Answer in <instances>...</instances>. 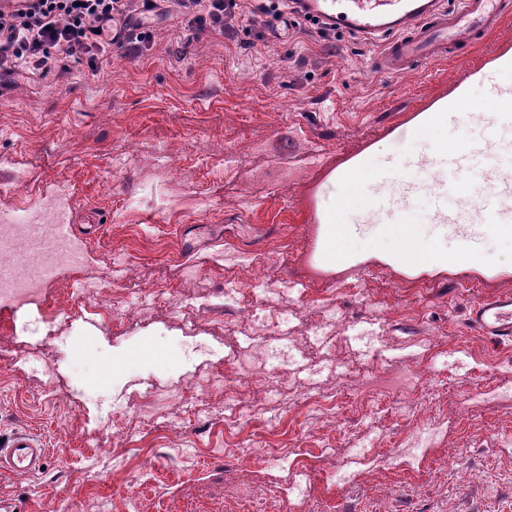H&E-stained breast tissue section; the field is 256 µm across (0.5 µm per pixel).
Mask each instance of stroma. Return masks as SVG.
<instances>
[{
	"label": "stroma",
	"mask_w": 512,
	"mask_h": 512,
	"mask_svg": "<svg viewBox=\"0 0 512 512\" xmlns=\"http://www.w3.org/2000/svg\"><path fill=\"white\" fill-rule=\"evenodd\" d=\"M266 0H237L224 33L188 32L175 11L132 15L151 36L135 52L112 49L94 64L61 60L47 75L9 76L0 98V216L35 213L58 184L74 186L70 222L88 242L83 277L105 285L102 296L70 306L53 289L54 318L19 315L13 342H0V438L28 429L48 454L31 474L0 472V498L21 512H512V342L474 331L477 301L512 293V239L482 234L464 265L454 253L471 201L449 188L461 151L475 168L493 162L484 192L512 187V18L467 54L394 73L379 65L382 43L315 28L295 29ZM464 98L469 115L444 119L441 107ZM359 173L345 192L341 181ZM343 231L336 248L350 252L347 285L325 281L288 299V334L300 350L302 395L279 402L250 378H234L233 356L265 362L279 342L276 326H254L224 310V285L246 300L281 281L301 278L300 258L322 247L328 200ZM444 253L420 266L398 260L403 237ZM235 246L259 259L228 279L216 256ZM128 265L108 269L112 250ZM199 274L183 279V266ZM428 278L427 298L410 281ZM477 287L458 291V280ZM154 303L136 324L118 314ZM110 299L112 315L100 312ZM340 307L344 334L308 342L318 305ZM206 310L196 323L188 306ZM391 307L385 326L386 368L423 370L421 390L380 389L350 335ZM58 370L39 387L35 364ZM333 364L339 380L305 379L315 364ZM181 390L183 402L152 419L139 415L147 389ZM336 400L334 414L316 401ZM254 412L225 446L224 419ZM288 447L309 451L306 468L254 462L277 421ZM438 432L416 464L395 472L382 450L417 421ZM376 455L355 456L356 448ZM333 466L356 474L346 488ZM308 488L291 497L292 482Z\"/></svg>",
	"instance_id": "obj_1"
}]
</instances>
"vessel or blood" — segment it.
<instances>
[{
	"mask_svg": "<svg viewBox=\"0 0 512 512\" xmlns=\"http://www.w3.org/2000/svg\"><path fill=\"white\" fill-rule=\"evenodd\" d=\"M296 6L327 28L384 43L381 63L394 71L457 53L462 44L480 43L512 15V0H459L454 7L442 0H297ZM476 208L485 223L503 220L502 207L491 193L480 194ZM470 322L484 335L512 339V296L476 303ZM46 455L36 435L19 431L0 446V469L29 473L40 468Z\"/></svg>",
	"mask_w": 512,
	"mask_h": 512,
	"instance_id": "vessel-or-blood-1",
	"label": "vessel or blood"
}]
</instances>
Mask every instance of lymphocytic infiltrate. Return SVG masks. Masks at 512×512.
<instances>
[{"label":"lymphocytic infiltrate","mask_w":512,"mask_h":512,"mask_svg":"<svg viewBox=\"0 0 512 512\" xmlns=\"http://www.w3.org/2000/svg\"><path fill=\"white\" fill-rule=\"evenodd\" d=\"M133 0H0V73H48L61 57L81 60L135 35L121 27ZM188 30L223 32L235 0H176Z\"/></svg>","instance_id":"f902f5d3"}]
</instances>
